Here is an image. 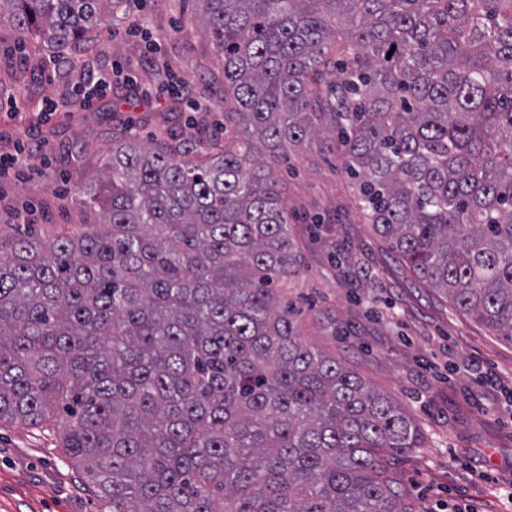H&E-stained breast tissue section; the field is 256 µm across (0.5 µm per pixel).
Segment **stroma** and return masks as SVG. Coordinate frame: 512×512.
<instances>
[{
	"mask_svg": "<svg viewBox=\"0 0 512 512\" xmlns=\"http://www.w3.org/2000/svg\"><path fill=\"white\" fill-rule=\"evenodd\" d=\"M107 69L111 97L42 117L44 99ZM223 70L193 0H121L97 42L59 65L43 41L20 40L12 26H0V91L27 92L18 116L0 113V152L40 144L26 168L0 178V236L12 235L20 214L47 234L93 223L79 188L129 130L147 143L174 139L190 150L210 142L223 131ZM128 76L146 87L173 82L184 96L139 99ZM276 177L302 256L285 291L302 337L335 351L422 434L421 447L386 464L407 512H507L512 344L457 311L365 223L341 154L305 145ZM0 512H100L57 427L0 424Z\"/></svg>",
	"mask_w": 512,
	"mask_h": 512,
	"instance_id": "stroma-1",
	"label": "stroma"
}]
</instances>
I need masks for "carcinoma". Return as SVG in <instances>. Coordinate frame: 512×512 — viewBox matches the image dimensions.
Returning <instances> with one entry per match:
<instances>
[{"instance_id":"cac0c4a2","label":"carcinoma","mask_w":512,"mask_h":512,"mask_svg":"<svg viewBox=\"0 0 512 512\" xmlns=\"http://www.w3.org/2000/svg\"><path fill=\"white\" fill-rule=\"evenodd\" d=\"M118 0H0L60 61ZM224 137H129L81 186L100 224L0 236V423L61 420L105 512H406L413 420L302 340L274 166L340 153L406 266L512 344V0H195Z\"/></svg>"}]
</instances>
